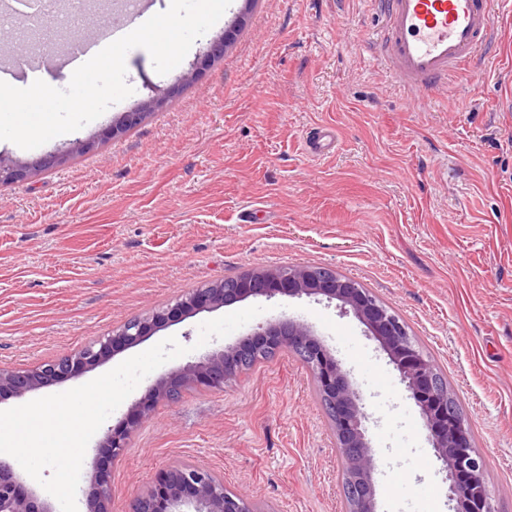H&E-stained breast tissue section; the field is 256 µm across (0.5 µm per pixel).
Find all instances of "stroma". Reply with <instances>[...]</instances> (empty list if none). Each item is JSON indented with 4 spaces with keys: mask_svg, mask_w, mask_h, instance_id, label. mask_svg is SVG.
<instances>
[{
    "mask_svg": "<svg viewBox=\"0 0 512 512\" xmlns=\"http://www.w3.org/2000/svg\"><path fill=\"white\" fill-rule=\"evenodd\" d=\"M495 51L455 92L416 102L372 57L376 0H232L169 73L131 49L133 93L82 129L24 150L70 158L0 186V367L80 350L126 320L254 267H330L395 310L460 403L499 512H512V11ZM241 28L222 58L193 62ZM137 127L103 131L148 97ZM329 147L310 155L308 134ZM92 149L72 153L75 141ZM254 305L262 314L197 347L202 323ZM308 323L350 372L370 416L377 512H451L420 410L363 325L338 302L250 297L189 315L96 368L103 375L173 337L187 354L147 375L109 416L131 426L120 460L90 440L91 473L112 512L171 466L202 464L266 512H346L342 460L312 377L282 353L214 389L184 387L148 420L133 411L158 376L200 361L257 325Z\"/></svg>",
    "mask_w": 512,
    "mask_h": 512,
    "instance_id": "35a3bbf8",
    "label": "stroma"
}]
</instances>
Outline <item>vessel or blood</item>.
Instances as JSON below:
<instances>
[{
	"label": "vessel or blood",
	"instance_id": "vessel-or-blood-1",
	"mask_svg": "<svg viewBox=\"0 0 512 512\" xmlns=\"http://www.w3.org/2000/svg\"><path fill=\"white\" fill-rule=\"evenodd\" d=\"M151 6L152 0H141L138 15L148 14ZM380 6L374 59L411 91L447 90L455 76L479 62L495 38L496 0H380ZM138 15L72 41L63 56L26 64L25 84L59 69H76L105 41L126 35Z\"/></svg>",
	"mask_w": 512,
	"mask_h": 512
}]
</instances>
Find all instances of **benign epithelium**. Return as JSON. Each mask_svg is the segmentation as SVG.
I'll list each match as a JSON object with an SVG mask.
<instances>
[{"mask_svg":"<svg viewBox=\"0 0 512 512\" xmlns=\"http://www.w3.org/2000/svg\"><path fill=\"white\" fill-rule=\"evenodd\" d=\"M229 33L210 42L204 61L224 56ZM152 99L121 113L112 133L137 126L153 106ZM64 155H50L35 165L7 161L0 156V185L17 182L32 170L61 163ZM277 294L324 296L336 300L363 324L369 335L395 365L401 381L419 407L437 457L448 482V499L454 512H496L495 500L484 480L485 460L474 448L469 427L454 406V397L432 361L419 348L407 324L384 302L358 282L325 267H258L237 275L227 285L220 280L197 288L174 304L124 322L112 333L80 351L18 370L0 368V398L23 397L61 380L80 377L96 369L109 351L133 347L166 325L188 314L217 309L249 296ZM282 352L296 355L310 371L316 391L336 434L344 466L347 512H377L373 474L376 469L366 436L368 420L359 392L346 370L324 348L310 327L295 320H282L258 328L240 342L223 346L204 360L189 363L157 380L139 402V417L147 419L160 401L174 402L182 388L193 382L221 389L224 382L270 360ZM131 429L112 428L104 435V447L119 459L129 447ZM108 481L93 475L92 491L85 512H112ZM0 512H53L27 495L14 475L12 465L0 458ZM130 512H263L247 498L227 491L224 478L206 466L181 463L169 469L156 491L148 490L131 503Z\"/></svg>","mask_w":512,"mask_h":512,"instance_id":"benign-epithelium-1","label":"benign epithelium"}]
</instances>
